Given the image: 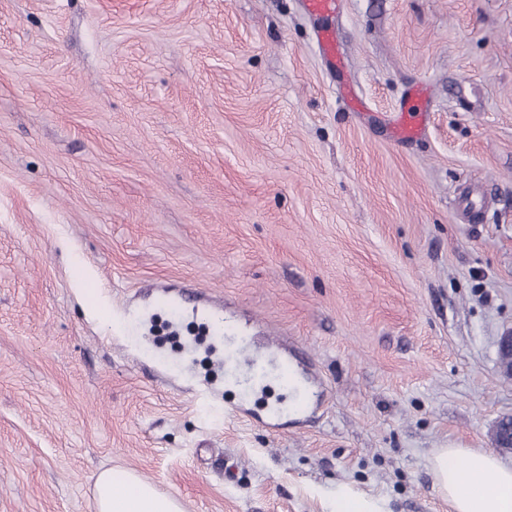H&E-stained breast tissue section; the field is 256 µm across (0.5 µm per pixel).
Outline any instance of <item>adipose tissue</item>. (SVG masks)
Segmentation results:
<instances>
[{
  "mask_svg": "<svg viewBox=\"0 0 512 512\" xmlns=\"http://www.w3.org/2000/svg\"><path fill=\"white\" fill-rule=\"evenodd\" d=\"M435 486L451 512H512V467L490 452L439 448L431 458ZM97 512H184L131 470L104 469L94 478Z\"/></svg>",
  "mask_w": 512,
  "mask_h": 512,
  "instance_id": "obj_1",
  "label": "adipose tissue"
}]
</instances>
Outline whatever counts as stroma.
I'll list each match as a JSON object with an SVG mask.
<instances>
[{
    "instance_id": "obj_1",
    "label": "stroma",
    "mask_w": 512,
    "mask_h": 512,
    "mask_svg": "<svg viewBox=\"0 0 512 512\" xmlns=\"http://www.w3.org/2000/svg\"><path fill=\"white\" fill-rule=\"evenodd\" d=\"M334 24L344 76L302 0H0V512H450L512 414V0ZM94 492L97 512H184L178 498L159 492L131 470L99 471ZM326 502V512H389L385 504L354 493L347 487L336 488Z\"/></svg>"
}]
</instances>
